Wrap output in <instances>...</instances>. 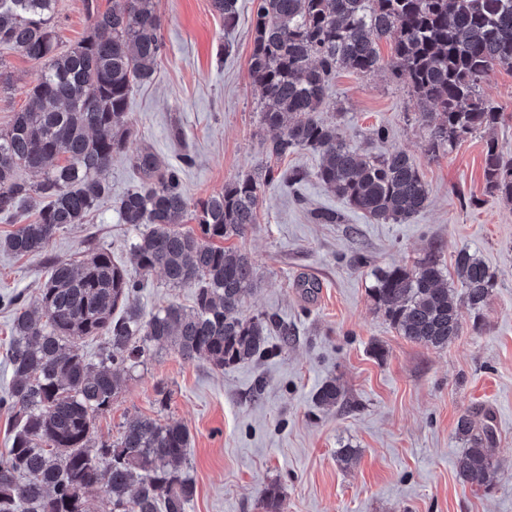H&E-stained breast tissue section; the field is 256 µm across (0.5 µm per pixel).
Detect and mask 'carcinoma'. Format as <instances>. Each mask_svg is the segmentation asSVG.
I'll return each instance as SVG.
<instances>
[{"instance_id":"carcinoma-1","label":"carcinoma","mask_w":512,"mask_h":512,"mask_svg":"<svg viewBox=\"0 0 512 512\" xmlns=\"http://www.w3.org/2000/svg\"><path fill=\"white\" fill-rule=\"evenodd\" d=\"M85 4L86 32L62 51L56 0H0V45L42 64L25 106L0 129V215L17 216L35 197L44 201L33 222L0 237V250L16 256L46 255L59 232L83 223L108 196L105 172L127 150L128 98L154 81L163 52L158 0H112L104 12L95 0ZM212 6L225 28L235 25L238 0ZM388 38L391 73L407 76L413 94L435 107L426 113L431 153L499 123L501 107L481 87L495 66H512V0H257L250 72L268 157L317 151L319 182L376 223L404 224L428 205L410 157L362 153L336 123L318 118L336 72L379 70L380 43ZM132 164L140 183L119 201L118 213L137 230L136 264L173 286L195 287L194 306L171 303L143 318L132 303L141 282L103 247L77 262L47 258L35 300L8 299L16 307L12 381L0 407L12 410L14 426L10 447L0 451V512H91L86 494L94 488L108 496L112 512H187L195 492L189 429L136 415L117 440L99 442L97 417L157 347L222 370L264 353L273 330L288 340L287 325L243 315L254 266L246 253L220 245L256 223L274 170L227 183L191 210L182 167L162 164L148 148L137 150ZM23 170L40 180L22 179ZM483 177L490 196L512 203V155L492 139ZM189 215L197 228L183 227ZM454 270L457 297L434 254L411 269L381 272L372 297L400 335L445 349L460 336L464 313L479 311L493 288L488 266L467 248ZM89 337L102 340L94 360L80 347ZM342 396L333 380L316 393L322 406ZM456 432L467 444L455 458L457 478L486 485L497 441L490 415L479 421L463 414ZM262 506L283 512L279 490L267 489Z\"/></svg>"}]
</instances>
